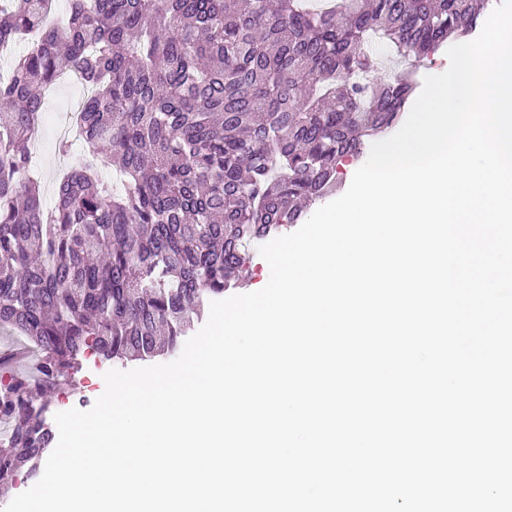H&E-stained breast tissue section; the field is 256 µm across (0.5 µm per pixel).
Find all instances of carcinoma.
Masks as SVG:
<instances>
[{
	"label": "carcinoma",
	"mask_w": 512,
	"mask_h": 512,
	"mask_svg": "<svg viewBox=\"0 0 512 512\" xmlns=\"http://www.w3.org/2000/svg\"><path fill=\"white\" fill-rule=\"evenodd\" d=\"M0 0V329L47 353L42 388L89 354L173 355L211 301L244 279L248 243L336 190L337 168L392 128L413 62L477 26L485 0ZM115 193L88 162L42 204L33 122L66 72ZM0 484L33 477L53 440L18 377L0 392Z\"/></svg>",
	"instance_id": "1"
}]
</instances>
